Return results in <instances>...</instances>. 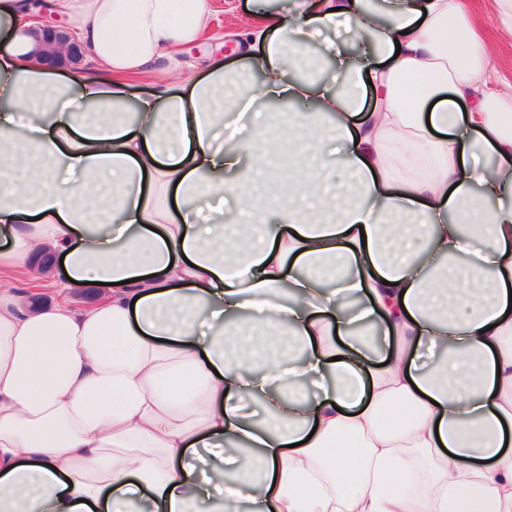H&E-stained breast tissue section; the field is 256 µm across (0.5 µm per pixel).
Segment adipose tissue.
<instances>
[{
  "label": "adipose tissue",
  "instance_id": "1",
  "mask_svg": "<svg viewBox=\"0 0 512 512\" xmlns=\"http://www.w3.org/2000/svg\"><path fill=\"white\" fill-rule=\"evenodd\" d=\"M48 3L95 74L0 0V512H512V84L472 7L257 15L254 86L175 79L207 0ZM339 24L369 44L310 54Z\"/></svg>",
  "mask_w": 512,
  "mask_h": 512
}]
</instances>
